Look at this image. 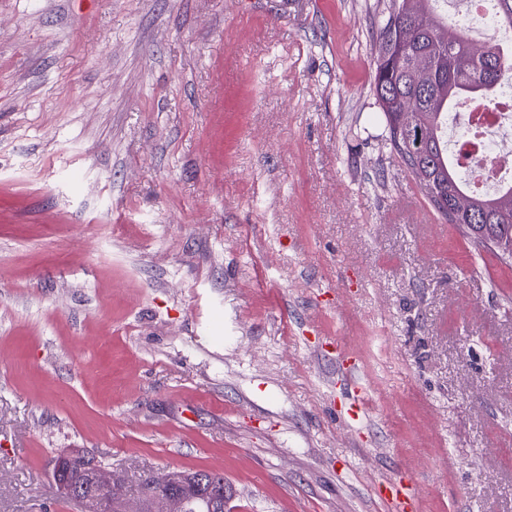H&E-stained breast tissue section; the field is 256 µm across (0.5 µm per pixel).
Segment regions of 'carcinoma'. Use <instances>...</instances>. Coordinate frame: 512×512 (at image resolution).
I'll use <instances>...</instances> for the list:
<instances>
[{
    "mask_svg": "<svg viewBox=\"0 0 512 512\" xmlns=\"http://www.w3.org/2000/svg\"><path fill=\"white\" fill-rule=\"evenodd\" d=\"M439 0H391L374 43L373 90L386 119L385 146L399 157L441 217L476 244L512 262V252L476 231L489 226L512 238V188L471 194L448 159L443 133L451 107L512 78V49L495 40L477 48L469 29L448 22ZM498 26L512 29V0H489Z\"/></svg>",
    "mask_w": 512,
    "mask_h": 512,
    "instance_id": "cac0c4a2",
    "label": "carcinoma"
}]
</instances>
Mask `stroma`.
Returning a JSON list of instances; mask_svg holds the SVG:
<instances>
[{"label":"stroma","mask_w":512,"mask_h":512,"mask_svg":"<svg viewBox=\"0 0 512 512\" xmlns=\"http://www.w3.org/2000/svg\"><path fill=\"white\" fill-rule=\"evenodd\" d=\"M389 3L0 0V512H74L68 452L226 512H390L400 470L512 512V270L384 146ZM88 458L89 457L86 456L85 454L78 452L71 455H62L54 462L52 478L60 494H65L68 497H73V492L71 488L68 487L66 482L63 480L62 475L64 474L65 471H69L75 466L80 467L83 464H86ZM68 497L63 498L73 503L77 507L78 511H81L79 510L78 504Z\"/></svg>","instance_id":"obj_1"}]
</instances>
